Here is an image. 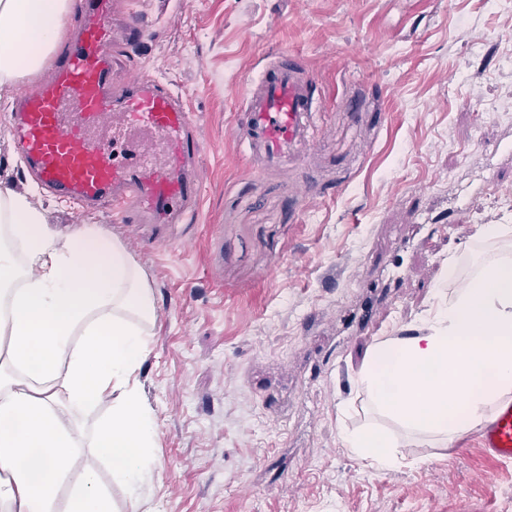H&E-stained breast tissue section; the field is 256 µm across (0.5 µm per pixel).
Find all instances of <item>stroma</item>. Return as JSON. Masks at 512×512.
<instances>
[{"label": "stroma", "mask_w": 512, "mask_h": 512, "mask_svg": "<svg viewBox=\"0 0 512 512\" xmlns=\"http://www.w3.org/2000/svg\"><path fill=\"white\" fill-rule=\"evenodd\" d=\"M150 40L117 49L115 75L158 76L199 126L202 187L187 244L134 248L112 208L48 193L54 228L95 224L128 245L152 288L136 373L156 423L155 466L129 493L81 449L117 512H512V462L478 433L433 447L403 435L379 470L340 437L367 423L359 373L373 349L422 327L512 240L487 183L512 197V9L500 0H117ZM299 62L315 88L314 142L277 169L236 135L259 73ZM0 96V182H33ZM455 275L444 278L446 263Z\"/></svg>", "instance_id": "1"}]
</instances>
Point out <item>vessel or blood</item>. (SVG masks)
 <instances>
[{
  "label": "vessel or blood",
  "mask_w": 512,
  "mask_h": 512,
  "mask_svg": "<svg viewBox=\"0 0 512 512\" xmlns=\"http://www.w3.org/2000/svg\"><path fill=\"white\" fill-rule=\"evenodd\" d=\"M79 35L57 55L48 79L12 108L18 155L33 181L80 208L109 204L125 224H180L200 197L201 144L187 104L162 81H113L112 47L148 37L139 20H112V0H74ZM313 98L303 68L282 58L246 98L240 139L279 167L312 145ZM498 459L512 461V402L481 434Z\"/></svg>",
  "instance_id": "obj_1"
}]
</instances>
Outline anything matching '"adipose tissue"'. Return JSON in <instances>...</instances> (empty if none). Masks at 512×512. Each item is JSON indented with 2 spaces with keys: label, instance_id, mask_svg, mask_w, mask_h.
Segmentation results:
<instances>
[{
  "label": "adipose tissue",
  "instance_id": "1",
  "mask_svg": "<svg viewBox=\"0 0 512 512\" xmlns=\"http://www.w3.org/2000/svg\"><path fill=\"white\" fill-rule=\"evenodd\" d=\"M70 11L71 0H0V92L45 67ZM154 311L118 239L92 224L59 234L32 194L0 187L1 507L113 512L97 472L70 465L85 446L129 491L151 473L155 419L136 372ZM360 383L374 411L440 448L488 422L512 400V260L485 265L438 300L428 326L378 346ZM97 399L111 401L112 418L87 445L79 418ZM341 440L377 469L399 463L398 440L378 426L342 430Z\"/></svg>",
  "mask_w": 512,
  "mask_h": 512
}]
</instances>
